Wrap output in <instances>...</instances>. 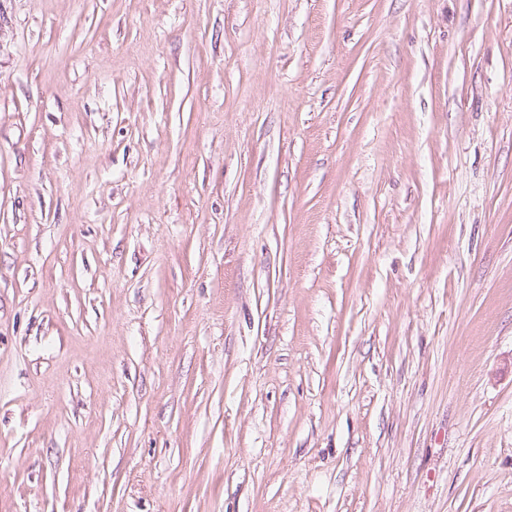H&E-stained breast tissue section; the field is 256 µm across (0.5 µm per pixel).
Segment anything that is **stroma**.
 Segmentation results:
<instances>
[{
  "instance_id": "obj_1",
  "label": "stroma",
  "mask_w": 512,
  "mask_h": 512,
  "mask_svg": "<svg viewBox=\"0 0 512 512\" xmlns=\"http://www.w3.org/2000/svg\"><path fill=\"white\" fill-rule=\"evenodd\" d=\"M0 512H512V0H0Z\"/></svg>"
}]
</instances>
